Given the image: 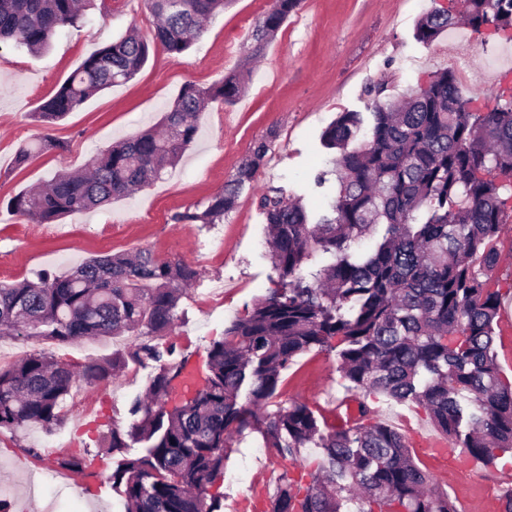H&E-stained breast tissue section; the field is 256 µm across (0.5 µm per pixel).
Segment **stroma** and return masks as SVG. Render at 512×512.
Instances as JSON below:
<instances>
[{
    "label": "stroma",
    "mask_w": 512,
    "mask_h": 512,
    "mask_svg": "<svg viewBox=\"0 0 512 512\" xmlns=\"http://www.w3.org/2000/svg\"><path fill=\"white\" fill-rule=\"evenodd\" d=\"M447 2L302 0L253 63L245 93L202 113L198 136L176 166L133 195L52 224L28 222L10 210V198L56 173L83 170L112 144L159 125L184 83L207 87L235 70L271 0H232L209 20L187 55L152 52L131 81L90 97L48 125L36 121L35 112L86 57L133 28L150 37L154 19L145 0H107L108 12L89 10L80 27L60 31L41 54L0 45V282L32 280L45 271L64 274L96 256L142 249L161 259L183 260L200 275L179 301L172 332L154 342L173 346L175 357L195 356L199 367H206L208 351L223 338L225 326L278 281L268 258L261 195L277 188L315 212L324 211L334 197L335 153L322 145L321 135L340 113H366L376 100L400 98L425 85L434 72L455 70L460 56L473 59L472 67L457 75L468 86L473 111L492 110L500 89L512 85V70H494L486 62L512 43L504 34L475 36L459 25L431 44L417 41L419 19ZM271 130L276 137L265 165L223 223L172 222L173 213L221 190L253 144ZM44 133L65 142L66 150L42 152L16 167L19 148ZM500 250L495 282L502 299L494 349L504 375L512 379V224L501 232ZM8 342L18 356L39 349L80 367L128 353L142 338L125 333L61 344L12 336ZM157 369L151 360L128 361L110 381L77 382L61 422L52 428L0 431V502L6 512H125L112 473L123 460L141 456L143 446L133 442L113 450L108 440L112 429H128L129 408L144 396ZM283 377L280 402L304 403L320 417L347 396L336 357L325 351L298 356ZM374 406L378 420L405 435L415 461L434 475L438 491L466 505L467 512H502L501 495L512 488L511 464L480 466L476 477L458 471L453 460L460 449L430 448L439 433L423 410L383 399ZM315 454L307 448L300 461L283 459L267 448L260 432L245 431L235 437L224 470L208 491L222 494L224 512H252L249 500L265 501L281 473L295 471L298 462H312ZM72 455H98L107 465L86 486L81 472L63 471L57 464ZM49 471L61 472L60 484L35 487L36 476Z\"/></svg>",
    "instance_id": "stroma-1"
}]
</instances>
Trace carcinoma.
<instances>
[{
	"instance_id": "obj_1",
	"label": "carcinoma",
	"mask_w": 512,
	"mask_h": 512,
	"mask_svg": "<svg viewBox=\"0 0 512 512\" xmlns=\"http://www.w3.org/2000/svg\"><path fill=\"white\" fill-rule=\"evenodd\" d=\"M94 0H0V42L37 53L63 28L79 26ZM156 19L151 39L132 30L87 57L41 106L52 124L93 93L133 78L160 48L180 57L204 32V21L228 0H146ZM273 0L252 33L251 54L262 52L300 6ZM462 21L476 34L512 32V0H451L417 24L430 44ZM249 69L200 87L185 83L159 131L147 130L94 157L81 174L59 173L25 190L10 208L35 224L93 210L158 178L196 138L209 104L235 102ZM456 76L436 72L402 101L377 102L366 138L364 118L342 112L322 134L335 158L338 193L331 215L315 223L298 199L265 195L269 258L278 287L224 329L208 352L204 382L193 397L167 407L185 361L170 362V347L144 344L130 353L159 363L146 396L130 407L126 432L113 428L109 447L125 438L144 454L112 473L126 512H222L207 484L224 469L235 434L262 433L282 458L317 450L309 482L282 474L269 512H457L448 494L414 460L404 436L373 418L359 402L352 426L322 428L305 404H276L281 371L312 349L335 352L348 389L422 409L440 432L486 465L512 459V382L497 363L494 322L501 305L492 274L500 262L501 230L512 223V98L474 112ZM274 133L256 141L249 159L224 189L172 216L176 224H219L234 209L270 150ZM64 143L48 135L20 148L15 165ZM333 258L307 281L311 252ZM199 271L182 260L91 258L62 275L0 284V335L69 343L89 336L172 331L183 288ZM126 364L122 355L77 371L43 353L0 368V430L45 428L77 379L107 382Z\"/></svg>"
}]
</instances>
